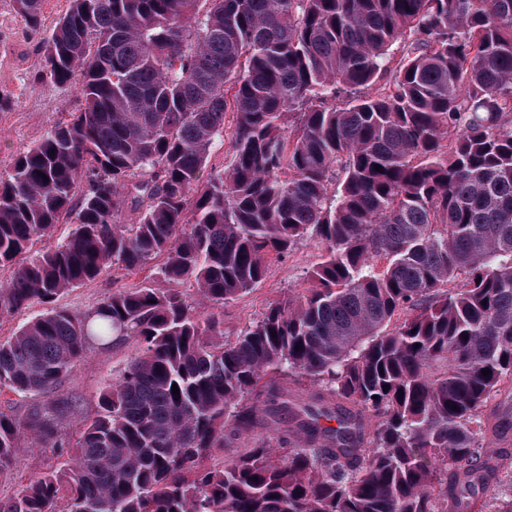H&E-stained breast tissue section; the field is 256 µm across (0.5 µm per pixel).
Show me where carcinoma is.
Here are the masks:
<instances>
[{"instance_id": "obj_1", "label": "carcinoma", "mask_w": 512, "mask_h": 512, "mask_svg": "<svg viewBox=\"0 0 512 512\" xmlns=\"http://www.w3.org/2000/svg\"><path fill=\"white\" fill-rule=\"evenodd\" d=\"M42 3L15 0L33 29ZM77 73L81 109L0 172V319L45 307L0 340V393L44 397L0 412V473L25 438L64 457L0 512H464L492 485L512 512L485 444L512 435V0H70L37 80ZM307 236L310 287L224 340L212 309ZM113 265L194 296L57 305ZM130 338L61 438L63 383ZM234 119L235 117L231 112L226 114L224 124L225 132L223 134V137H217L214 141L208 158V170L211 167L215 168L216 170H220L222 168H225L229 164L231 159L229 134L231 133L232 128L234 126Z\"/></svg>"}]
</instances>
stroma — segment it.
Here are the masks:
<instances>
[{
	"label": "stroma",
	"mask_w": 512,
	"mask_h": 512,
	"mask_svg": "<svg viewBox=\"0 0 512 512\" xmlns=\"http://www.w3.org/2000/svg\"><path fill=\"white\" fill-rule=\"evenodd\" d=\"M68 6L69 0H45L43 24L40 30L33 31L18 14L14 0H0V96L10 101L9 107L0 111V171L8 170L16 155L81 107L79 81L61 87L36 78L43 59V41ZM323 254L324 248L315 238H303L288 257L273 263L266 280L226 302L222 309L225 339H232L241 329L258 321L271 302L302 293L309 285V271ZM144 282L142 272L110 267L94 281L65 293L60 303L73 312L83 313L115 290L138 288ZM135 352L136 345L131 340L89 350L64 384L65 391L82 400L83 415L96 412L100 390L120 373ZM58 463L56 449L22 448L17 466L0 473V498L14 495Z\"/></svg>",
	"instance_id": "obj_1"
}]
</instances>
